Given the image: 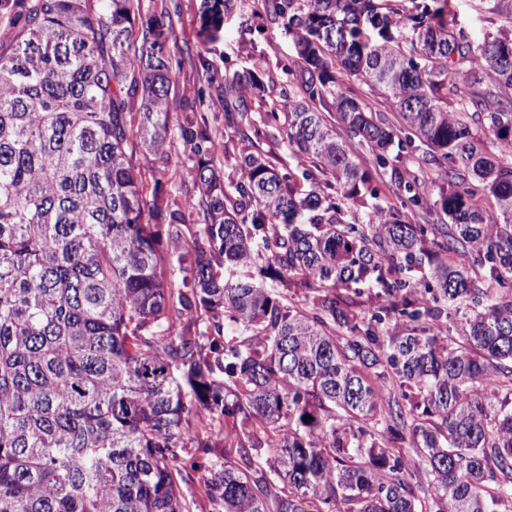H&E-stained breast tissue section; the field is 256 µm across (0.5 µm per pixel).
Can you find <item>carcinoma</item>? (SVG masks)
<instances>
[{"label":"carcinoma","mask_w":512,"mask_h":512,"mask_svg":"<svg viewBox=\"0 0 512 512\" xmlns=\"http://www.w3.org/2000/svg\"><path fill=\"white\" fill-rule=\"evenodd\" d=\"M261 4L297 47L264 118L295 170L250 140L254 70L224 75L223 123L187 99L171 127L167 6L131 59L140 0H0V512H192L190 449L215 512H512V37L475 48L422 0ZM233 7L202 0L215 30ZM406 147L443 183L404 180ZM182 147L177 138L171 139L169 146L170 166L166 175L162 178L161 194L169 200L176 199L179 202L185 198L186 187L192 189L191 177L180 163Z\"/></svg>","instance_id":"1"}]
</instances>
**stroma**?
Listing matches in <instances>:
<instances>
[{"label":"stroma","mask_w":512,"mask_h":512,"mask_svg":"<svg viewBox=\"0 0 512 512\" xmlns=\"http://www.w3.org/2000/svg\"><path fill=\"white\" fill-rule=\"evenodd\" d=\"M200 4L201 0H141V20L135 23L124 45L127 54L141 53L143 20L161 7H168L173 33L164 50L172 60L182 64L171 92L172 120L181 118L185 99L199 94L204 97V111L223 112L224 106L218 101V85L209 76L242 68L262 69L275 83L263 96L262 110L287 112L288 102L280 89L293 80L286 67L295 60L296 47L284 34L281 24L267 16L259 0H236L220 29L213 32L205 27ZM447 12L454 31L475 46L512 33V16L490 11L487 0H449Z\"/></svg>","instance_id":"obj_1"}]
</instances>
